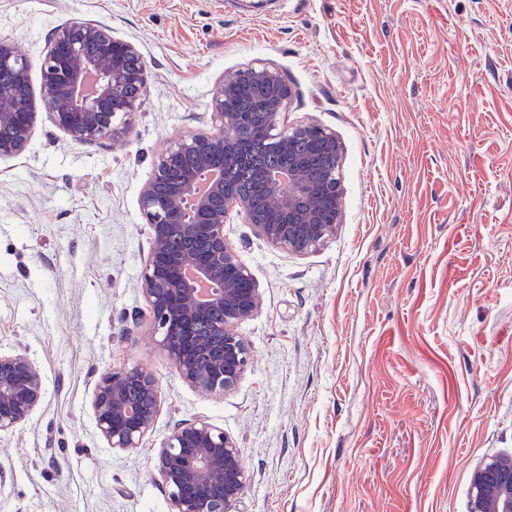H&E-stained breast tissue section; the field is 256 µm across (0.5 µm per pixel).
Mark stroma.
I'll return each instance as SVG.
<instances>
[{
	"mask_svg": "<svg viewBox=\"0 0 512 512\" xmlns=\"http://www.w3.org/2000/svg\"><path fill=\"white\" fill-rule=\"evenodd\" d=\"M0 0V39L31 63L74 16L133 42L147 85L132 126L86 147L38 120L0 159V352L26 353L42 403L0 435V512H170L154 467L180 424L235 439L239 512H469L470 478L512 455V0ZM277 68L285 124L344 144L342 222L291 255L224 232L262 307L252 364L211 396L153 333L139 206L160 151L213 130L226 72ZM143 365L161 410L109 448L96 380Z\"/></svg>",
	"mask_w": 512,
	"mask_h": 512,
	"instance_id": "35a3bbf8",
	"label": "stroma"
}]
</instances>
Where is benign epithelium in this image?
<instances>
[{
	"mask_svg": "<svg viewBox=\"0 0 512 512\" xmlns=\"http://www.w3.org/2000/svg\"><path fill=\"white\" fill-rule=\"evenodd\" d=\"M30 68L27 58L0 41V129H9L0 136L1 158L25 151L41 114L72 140L100 145L130 123L146 88V64L137 46L80 17L50 34L37 98L19 92ZM241 81L260 86L274 106L270 121L252 129L253 136L313 135L328 159V172L317 181L305 176L299 156H288L276 168L281 180L267 172L272 201L267 210L224 178L225 164L242 158L243 147L233 132L246 121L224 109ZM132 87L139 93L131 94ZM293 99L292 87L274 67L248 65L225 73L210 102L216 130L172 140L140 193V211L152 232L141 288L155 333L180 377L207 394L235 389L247 371L251 348L238 327L261 306L258 285L227 243L224 225L238 217L272 246L305 254L321 247L340 223L344 145L320 125H281ZM210 174L216 179L203 192L200 183ZM200 322L208 325L205 336L193 332ZM43 396L41 373L27 355L0 354V433L23 424ZM93 409L110 448H138L158 417V381L141 365L109 370L96 381ZM155 467L171 512H238L249 482L235 441L205 418L176 427L158 449ZM221 478L224 493L217 496L211 488ZM471 496L472 512H512V456L477 467Z\"/></svg>",
	"mask_w": 512,
	"mask_h": 512,
	"instance_id": "1",
	"label": "benign epithelium"
}]
</instances>
